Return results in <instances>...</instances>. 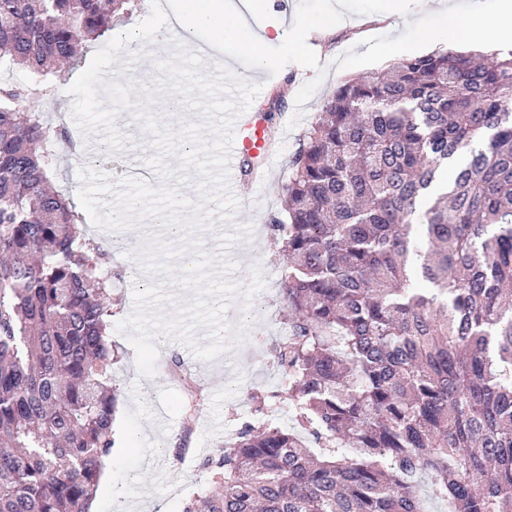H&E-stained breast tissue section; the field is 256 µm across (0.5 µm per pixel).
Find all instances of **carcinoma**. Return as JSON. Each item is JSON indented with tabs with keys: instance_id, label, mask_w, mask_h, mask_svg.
<instances>
[{
	"instance_id": "1",
	"label": "carcinoma",
	"mask_w": 512,
	"mask_h": 512,
	"mask_svg": "<svg viewBox=\"0 0 512 512\" xmlns=\"http://www.w3.org/2000/svg\"><path fill=\"white\" fill-rule=\"evenodd\" d=\"M134 0H0V512H89L118 394L107 252L50 178L63 126L20 107ZM298 430L224 442L207 512H512V49H439L339 85L289 163Z\"/></svg>"
}]
</instances>
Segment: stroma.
<instances>
[{"mask_svg": "<svg viewBox=\"0 0 512 512\" xmlns=\"http://www.w3.org/2000/svg\"><path fill=\"white\" fill-rule=\"evenodd\" d=\"M437 0H273L265 16L244 15L241 23L252 32L281 25V41L267 43L268 70L256 71L250 48L242 42L224 47V63L236 75L261 90L252 103L258 112H273L270 125L275 152L267 160L265 182L248 185L249 204L240 206L231 226L251 227V239L223 244L216 230L199 227L173 239L174 247L195 244L219 259H237L233 278L248 285L252 268H259L264 288L251 306L233 299L226 312L229 349L211 362L194 357L176 341L160 349L155 377H139L135 353L127 332L113 330L116 349L112 385L121 400L113 425L115 445L106 479L94 496V512H184L191 502H202L209 489L222 480L218 461L224 440L247 422L293 423L292 412L280 397L285 376L274 357L276 341L286 333L282 319V288L286 265L270 233L271 217L281 214L283 187L291 157L300 148L324 101L348 78L368 71L383 72L396 62L387 54L396 37L411 38L407 16L435 19ZM331 11L334 28L320 37L307 29L308 14ZM67 84H48L43 97L31 100L32 109L52 112L57 123L70 131L76 150L60 162L57 186L77 195L78 171L93 166L92 144L98 136H83L71 117L72 95ZM155 227L149 223L112 235L115 248L112 294L113 322L127 319L133 309L134 288H145L135 260L148 246ZM191 380L200 410L193 422L185 420L184 380Z\"/></svg>", "mask_w": 512, "mask_h": 512, "instance_id": "stroma-1", "label": "stroma"}]
</instances>
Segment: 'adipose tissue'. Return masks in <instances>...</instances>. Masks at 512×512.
I'll return each instance as SVG.
<instances>
[{
  "mask_svg": "<svg viewBox=\"0 0 512 512\" xmlns=\"http://www.w3.org/2000/svg\"><path fill=\"white\" fill-rule=\"evenodd\" d=\"M493 12H485L470 0H448L439 10V22L429 27L425 22L415 24L418 38L433 37L439 46L457 44L483 47L504 28H512V0H495ZM184 17L193 25L210 29L220 42L244 40L254 49L253 61L258 69H266L268 62L261 51L266 35H254L242 27L236 15L228 11L224 0H188Z\"/></svg>",
  "mask_w": 512,
  "mask_h": 512,
  "instance_id": "1",
  "label": "adipose tissue"
}]
</instances>
